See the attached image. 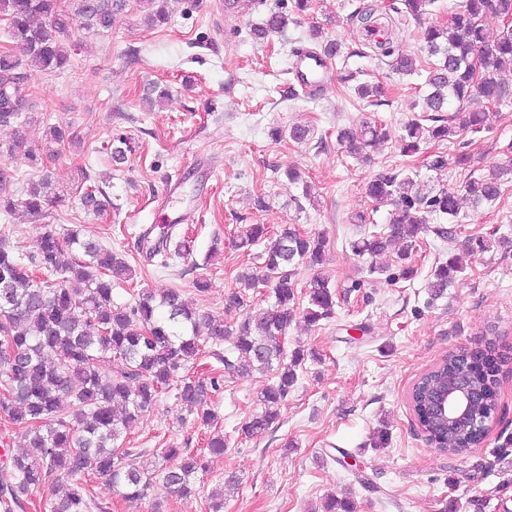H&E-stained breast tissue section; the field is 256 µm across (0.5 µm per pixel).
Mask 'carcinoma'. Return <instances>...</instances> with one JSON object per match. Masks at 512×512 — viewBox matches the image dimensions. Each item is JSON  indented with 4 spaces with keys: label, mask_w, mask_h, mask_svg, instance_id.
Returning <instances> with one entry per match:
<instances>
[{
    "label": "carcinoma",
    "mask_w": 512,
    "mask_h": 512,
    "mask_svg": "<svg viewBox=\"0 0 512 512\" xmlns=\"http://www.w3.org/2000/svg\"><path fill=\"white\" fill-rule=\"evenodd\" d=\"M167 0H150L154 9L147 21L152 26L168 22ZM126 0H70L61 8L59 0H0V16L9 21L7 36L11 46L0 50V125L21 120L35 111L37 104L28 84L27 68L57 73L70 66L65 40L74 28L104 33L112 29L114 15L123 10ZM431 0H392L388 9L405 21L422 23ZM377 9L369 5L353 12L349 21L359 32L372 26ZM512 17V0H464L448 22L422 28L423 49L436 58L423 98V115L403 126L401 141L406 153H415L420 143L456 141L487 130V112H473L466 104L476 97L486 105L503 104L512 98V29L501 28L495 35L484 26L487 15ZM288 15L270 13L251 34L263 40L282 32ZM378 56L389 58L392 71L410 75L416 71L414 57L394 45L392 33L373 43ZM343 81L354 83L362 100L379 105L383 87L378 83L356 81L347 72ZM387 136L375 122L337 130L336 140L355 157L365 148ZM72 140L70 128L57 124L49 128V143L60 146ZM12 151L34 163L41 148L17 135ZM512 175V163L487 175L469 178L460 195L452 188L436 189L415 179V174L386 171L366 183V195L376 204L392 206L388 222L351 244L358 255L395 254L404 264L416 249L417 235L435 214L453 222L462 200L472 207L496 201L502 194L504 176ZM60 199L45 179L28 183L23 207L34 216ZM82 204L94 213L112 206L101 189L87 188ZM263 224H246L236 234V246L245 252L268 240L261 253L262 275L244 273L241 286L229 292L225 307L246 305L247 291L257 283L270 285L274 304L250 316L235 328L224 321L204 317L192 308L183 295L172 290L155 299L142 296L133 305L112 302V285L132 276V269L112 249L81 238L76 229L60 234L44 228L37 254L30 263L15 254L0 238V338L7 341L11 354H0V414L17 426L29 451L10 457L0 468V512H16L24 507L22 496L30 489L65 479L75 481L59 500L46 502L47 512H92L99 505L92 499L81 478L90 474L106 477L122 497L140 500L147 495L153 478L160 477L165 488L176 494L193 490L197 473L205 468L204 456L224 455V435L207 439L203 453L187 448H166L162 455L145 448L126 446V432L132 422L150 411L174 377L189 369L198 359L202 346L198 332L203 323L207 335L220 342L230 341L224 357V370L234 373L271 372L275 381L262 392L260 412L252 415L244 433L253 436L267 431L277 419L275 407L288 397L297 380L296 369L305 360L304 350L287 353L282 338L296 321V283L294 270L299 264L316 269L307 288L308 306L302 318L311 326L331 318L336 306V290L321 267L325 264V240L283 224L270 239ZM190 253V242L163 236L152 247L151 255L160 265ZM464 269L458 255L437 265L427 283L430 299L444 295L458 273ZM115 357L122 367L110 375L101 371V362ZM496 363L494 344L473 350L468 359L451 353L423 378L415 392L423 405L427 389L450 386L460 374H467L485 388L491 398L498 395L499 381L489 371L479 372L473 365ZM80 382L77 390L71 378ZM215 386L184 376L176 385V399L204 424L213 420L206 408L207 386ZM481 434L469 427L442 430L437 440L439 451L463 456L480 443Z\"/></svg>",
    "instance_id": "obj_1"
}]
</instances>
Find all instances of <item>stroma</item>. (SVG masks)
<instances>
[{
    "mask_svg": "<svg viewBox=\"0 0 512 512\" xmlns=\"http://www.w3.org/2000/svg\"><path fill=\"white\" fill-rule=\"evenodd\" d=\"M363 0H311L297 12L295 0H266L243 17L205 9L202 0H170L169 21L148 25L145 0H127L108 33L77 31L71 65L60 73L34 71L29 83L37 109L23 127L0 126V168L15 174L4 191L22 200V186L49 180L62 200L49 206L43 220L17 208L0 217V236L16 254L31 256L44 225L62 233L76 228L84 239L121 253L135 275L112 291L115 303H133L142 292L161 296L180 291L199 313L234 326L248 312L269 307V286L252 293L247 307L228 309L224 296L244 269L259 270L262 246L243 253L232 245L239 227L291 224L326 241L325 271L336 290L334 315L310 327L296 321L288 330V350L307 354L297 381L264 434L248 437L241 427L260 411V396L273 382L269 373H225L223 361L202 351L191 376L216 378L208 404L217 426L204 427L183 411L175 390L133 423L127 444L157 454L170 445L197 451L212 430L223 431V457L199 473L194 494L181 497L154 485L146 498L125 501L107 480L87 487L102 512H209L212 491L228 475L239 484L224 498V512H322L328 496L353 502L355 512H512V248L494 247L465 258L445 295L430 299L425 283L450 248L431 229L422 231L412 254V275L389 256H357L351 244L381 230L389 205H373L365 184L384 171L411 170L420 180L458 188L470 175L506 164L512 142V103L491 110L490 130L469 145L470 167H428L430 155L455 157L460 143H430L407 156L400 135L418 115L427 94L433 57L421 49L414 21H393L396 42L416 55L411 75L392 72L383 58L362 51L363 40L348 20ZM291 17L283 32L254 39L252 27L271 12ZM336 42L341 54L326 78L321 96L289 98L294 57L291 47H312V28ZM359 81L384 85L377 107L366 106L342 82L344 71ZM382 121L386 139L370 147V163L350 157L336 141L337 129L362 121ZM71 125L73 145L60 148L36 166L8 146L16 131L29 141L45 140L49 125ZM307 125L314 138L297 143L273 140V129ZM129 138L127 162L113 165L112 142ZM302 183H290L287 168ZM105 191L109 215L84 209L78 187L82 174ZM180 176L177 193H157L165 180ZM311 182L316 201L302 196ZM264 208H257L256 198ZM194 222L176 223L184 211ZM366 223H359L358 215ZM189 237L187 258L160 267L149 249L163 232ZM456 242L468 238L512 239V182L496 201L478 208L463 204L453 226ZM377 263L388 275L369 276ZM204 278L205 290L194 282ZM494 342L508 357L499 375L497 408L480 447L464 456L443 454L421 431L408 395L420 375L449 353ZM386 425L388 442L372 445L374 431Z\"/></svg>",
    "mask_w": 512,
    "mask_h": 512,
    "instance_id": "obj_1",
    "label": "stroma"
}]
</instances>
